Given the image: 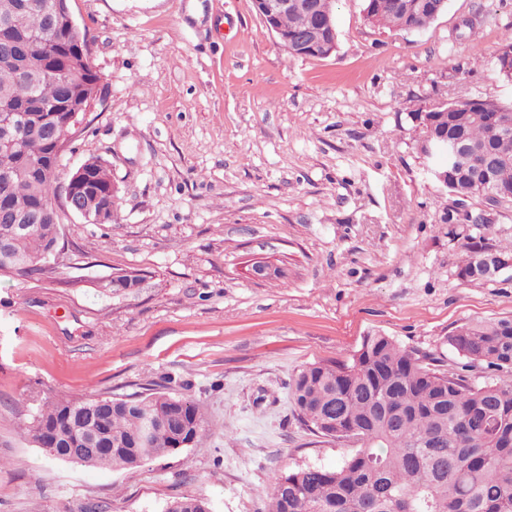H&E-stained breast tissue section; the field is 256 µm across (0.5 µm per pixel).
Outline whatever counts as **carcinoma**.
Returning a JSON list of instances; mask_svg holds the SVG:
<instances>
[{"mask_svg":"<svg viewBox=\"0 0 512 512\" xmlns=\"http://www.w3.org/2000/svg\"><path fill=\"white\" fill-rule=\"evenodd\" d=\"M49 0H0V19L13 17L10 32L16 56L0 58V113L17 112L38 103L64 114L94 97L99 75L77 55L58 52L39 37L46 23ZM366 18L389 29L419 31L435 19L417 7L422 0H364ZM313 18L289 12L278 26L303 30ZM512 32L496 54L500 76L512 80ZM512 106L490 100L469 99L459 104L439 103L427 110L435 132L456 141L470 152L501 160L493 189L512 192V128L497 130L494 118L511 114ZM31 120L13 153L0 151V197L18 213L53 205L57 193L58 160L39 166L50 154V128L32 112ZM445 188L455 197L446 221L465 224L472 211L468 199L486 198L488 188L477 177L472 160L444 165ZM90 209L109 206L117 210V189L106 162L90 160ZM59 225L47 213L40 224L22 236L0 222V240H13V255L22 266L8 268L0 262V276L32 278L47 271ZM464 257L458 278L489 282L491 274L474 267V259L493 251L512 256L486 236L464 229ZM448 345L467 360L466 367L507 371L505 379L474 383L466 376L438 372L379 334L364 337L349 362L323 361L300 369L293 379L291 399L301 423L318 434L360 444L334 468L308 466L280 475L267 491L266 512H512V317L468 321L448 336ZM160 419V430L141 442L145 420ZM103 435L95 453L73 460L85 467L134 470L144 462L198 448L204 433V414L196 400L170 392L99 395L43 402L33 421L25 426L40 447L56 459L70 461L68 448L83 445L90 428ZM165 512H210L208 502L194 496L169 501Z\"/></svg>","mask_w":512,"mask_h":512,"instance_id":"obj_1","label":"carcinoma"}]
</instances>
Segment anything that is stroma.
<instances>
[{
    "label": "stroma",
    "instance_id": "stroma-1",
    "mask_svg": "<svg viewBox=\"0 0 512 512\" xmlns=\"http://www.w3.org/2000/svg\"><path fill=\"white\" fill-rule=\"evenodd\" d=\"M70 7L100 81L58 182L98 157L120 200L100 225L56 196L48 271L0 276V512H164L177 495L266 512L279 475L353 448L299 422V369L383 334L457 372L449 334L512 317V279L456 275L453 197L414 119L474 97L512 106L496 69L512 0H448L413 32L335 0L321 59L288 54L253 0ZM257 262L271 278L250 276ZM149 383L202 405V447L113 471L52 459L22 431L46 398Z\"/></svg>",
    "mask_w": 512,
    "mask_h": 512
}]
</instances>
